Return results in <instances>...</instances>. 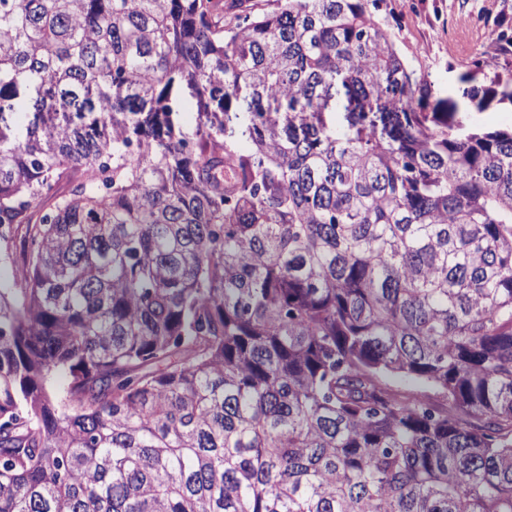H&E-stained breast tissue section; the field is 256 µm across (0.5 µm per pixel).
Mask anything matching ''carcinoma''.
Masks as SVG:
<instances>
[{
	"mask_svg": "<svg viewBox=\"0 0 512 512\" xmlns=\"http://www.w3.org/2000/svg\"><path fill=\"white\" fill-rule=\"evenodd\" d=\"M384 5L0 0V512H512V127ZM179 103L180 120L187 131H192L197 119V100L187 91L176 92ZM470 112H472L469 114L472 120L488 129L510 127L512 125L511 105L502 107L498 106L497 101H494L482 112H477L475 110Z\"/></svg>",
	"mask_w": 512,
	"mask_h": 512,
	"instance_id": "cac0c4a2",
	"label": "carcinoma"
}]
</instances>
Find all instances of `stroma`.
<instances>
[{"label": "stroma", "mask_w": 512, "mask_h": 512, "mask_svg": "<svg viewBox=\"0 0 512 512\" xmlns=\"http://www.w3.org/2000/svg\"><path fill=\"white\" fill-rule=\"evenodd\" d=\"M382 20L398 51L432 83L435 99L455 96L467 72L482 89L494 76H512V53H495L489 67L472 68L500 28L512 27V0H387Z\"/></svg>", "instance_id": "1"}]
</instances>
